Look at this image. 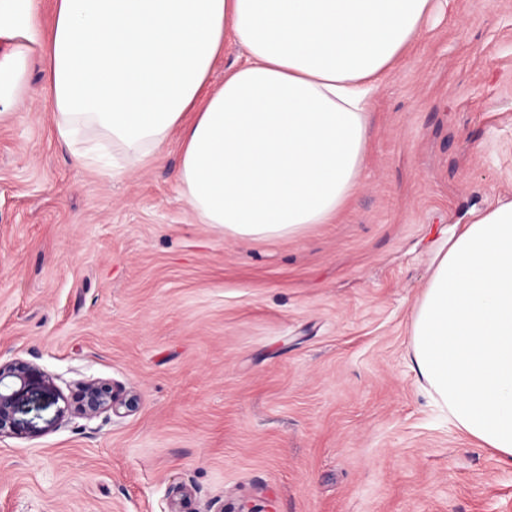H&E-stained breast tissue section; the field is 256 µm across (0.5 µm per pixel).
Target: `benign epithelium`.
I'll return each mask as SVG.
<instances>
[{
  "instance_id": "1",
  "label": "benign epithelium",
  "mask_w": 512,
  "mask_h": 512,
  "mask_svg": "<svg viewBox=\"0 0 512 512\" xmlns=\"http://www.w3.org/2000/svg\"><path fill=\"white\" fill-rule=\"evenodd\" d=\"M54 406V415L42 412ZM136 408L134 397L122 396V388L92 379L79 384L71 395L58 392L50 376L36 364L14 359L0 363V439L37 438L56 428L69 416L92 419L109 411ZM171 512H196L192 491L184 485L169 488Z\"/></svg>"
}]
</instances>
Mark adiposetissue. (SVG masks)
Wrapping results in <instances>:
<instances>
[{
	"label": "adipose tissue",
	"mask_w": 512,
	"mask_h": 512,
	"mask_svg": "<svg viewBox=\"0 0 512 512\" xmlns=\"http://www.w3.org/2000/svg\"><path fill=\"white\" fill-rule=\"evenodd\" d=\"M449 0H0V118L25 111L34 46L56 135L127 164L179 132L178 182L242 241L327 224L358 184L372 95ZM247 54L210 89L226 39ZM412 369L449 421L512 463V201L474 213L434 259L412 314Z\"/></svg>",
	"instance_id": "ef3b65f1"
}]
</instances>
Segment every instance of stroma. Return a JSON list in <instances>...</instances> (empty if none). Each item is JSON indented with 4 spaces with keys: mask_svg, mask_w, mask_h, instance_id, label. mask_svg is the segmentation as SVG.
Segmentation results:
<instances>
[{
    "mask_svg": "<svg viewBox=\"0 0 512 512\" xmlns=\"http://www.w3.org/2000/svg\"><path fill=\"white\" fill-rule=\"evenodd\" d=\"M36 48L0 120V362L101 379L134 412L0 439V512H512V464L431 405L412 312L456 224L512 200V0H450L375 94L334 223L244 242L201 223L178 135L76 166Z\"/></svg>",
    "mask_w": 512,
    "mask_h": 512,
    "instance_id": "1",
    "label": "stroma"
}]
</instances>
